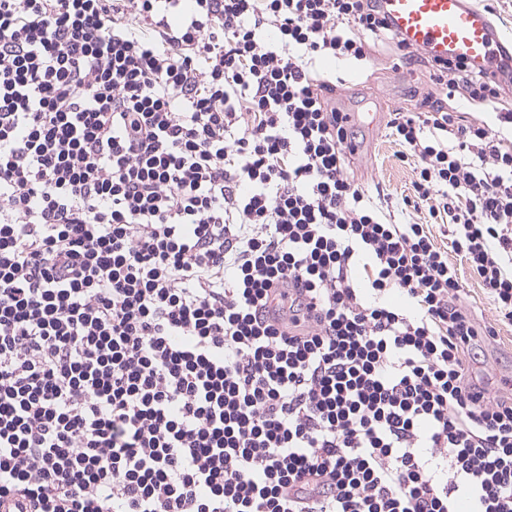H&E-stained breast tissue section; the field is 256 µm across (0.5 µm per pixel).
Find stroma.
<instances>
[{
	"instance_id": "obj_1",
	"label": "stroma",
	"mask_w": 512,
	"mask_h": 512,
	"mask_svg": "<svg viewBox=\"0 0 512 512\" xmlns=\"http://www.w3.org/2000/svg\"><path fill=\"white\" fill-rule=\"evenodd\" d=\"M322 66L327 77L341 79L335 91L337 103H361L371 111L370 120L358 127L362 143L354 165L348 168L350 175L370 194L381 193L398 201L408 194L413 171L399 159L398 147L389 137L386 124L397 110H418L422 92L430 88L423 60H403L391 43L373 40L363 64L330 58ZM497 330L498 344L488 360L471 365L473 372L481 375L494 391L501 390L503 382L512 379V325L501 324Z\"/></svg>"
}]
</instances>
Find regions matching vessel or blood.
<instances>
[{
	"instance_id": "1",
	"label": "vessel or blood",
	"mask_w": 512,
	"mask_h": 512,
	"mask_svg": "<svg viewBox=\"0 0 512 512\" xmlns=\"http://www.w3.org/2000/svg\"><path fill=\"white\" fill-rule=\"evenodd\" d=\"M380 7L410 49L512 82V38L500 35L488 12L471 0H380Z\"/></svg>"
}]
</instances>
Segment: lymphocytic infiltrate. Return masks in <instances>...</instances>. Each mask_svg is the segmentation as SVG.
Listing matches in <instances>:
<instances>
[{
    "instance_id": "obj_1",
    "label": "lymphocytic infiltrate",
    "mask_w": 512,
    "mask_h": 512,
    "mask_svg": "<svg viewBox=\"0 0 512 512\" xmlns=\"http://www.w3.org/2000/svg\"><path fill=\"white\" fill-rule=\"evenodd\" d=\"M371 38L414 56L378 0H0L10 512H512L448 260L512 324V139L445 104L499 90L431 61L395 222L318 70Z\"/></svg>"
}]
</instances>
